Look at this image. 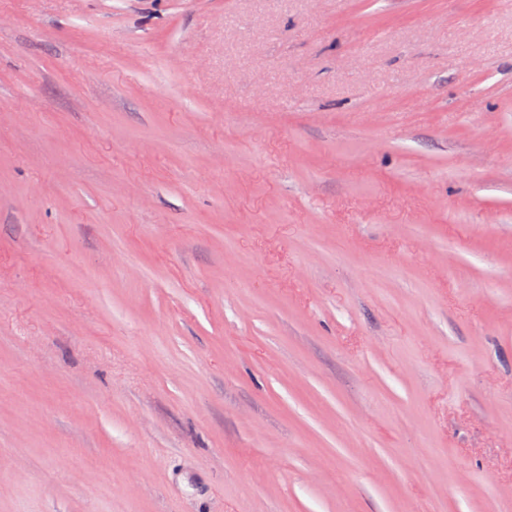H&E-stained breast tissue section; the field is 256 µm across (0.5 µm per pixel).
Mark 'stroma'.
Returning a JSON list of instances; mask_svg holds the SVG:
<instances>
[{"mask_svg":"<svg viewBox=\"0 0 512 512\" xmlns=\"http://www.w3.org/2000/svg\"><path fill=\"white\" fill-rule=\"evenodd\" d=\"M0 512H512V0H0Z\"/></svg>","mask_w":512,"mask_h":512,"instance_id":"1","label":"stroma"}]
</instances>
